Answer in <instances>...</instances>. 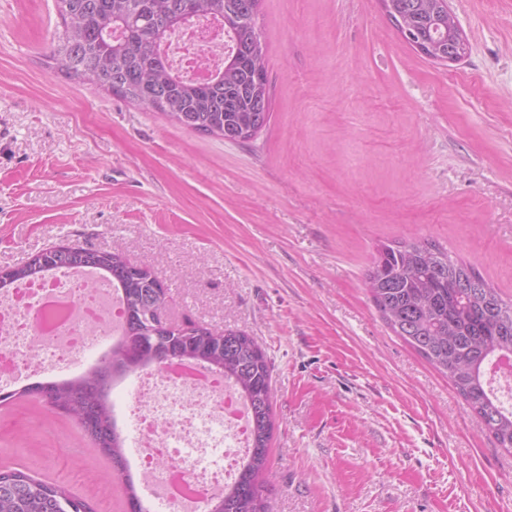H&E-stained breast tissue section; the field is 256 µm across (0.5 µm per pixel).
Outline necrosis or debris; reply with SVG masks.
Here are the masks:
<instances>
[{
    "instance_id": "necrosis-or-debris-1",
    "label": "necrosis or debris",
    "mask_w": 512,
    "mask_h": 512,
    "mask_svg": "<svg viewBox=\"0 0 512 512\" xmlns=\"http://www.w3.org/2000/svg\"><path fill=\"white\" fill-rule=\"evenodd\" d=\"M222 30L201 20L176 36L171 63L202 82L224 65ZM120 321L117 303L69 270L0 294V382L80 360ZM134 452L171 512H197L202 493L230 485L250 442L246 403L224 378L202 370L147 369L132 394Z\"/></svg>"
}]
</instances>
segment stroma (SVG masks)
<instances>
[{
    "mask_svg": "<svg viewBox=\"0 0 512 512\" xmlns=\"http://www.w3.org/2000/svg\"><path fill=\"white\" fill-rule=\"evenodd\" d=\"M438 64L381 0H260L271 118L231 143L67 78L55 0H0V267L66 242L164 283L163 321L273 366V512H512V452L382 320L380 244L425 239L512 300V0H449ZM128 512L71 418L0 406V466Z\"/></svg>",
    "mask_w": 512,
    "mask_h": 512,
    "instance_id": "1",
    "label": "stroma"
}]
</instances>
